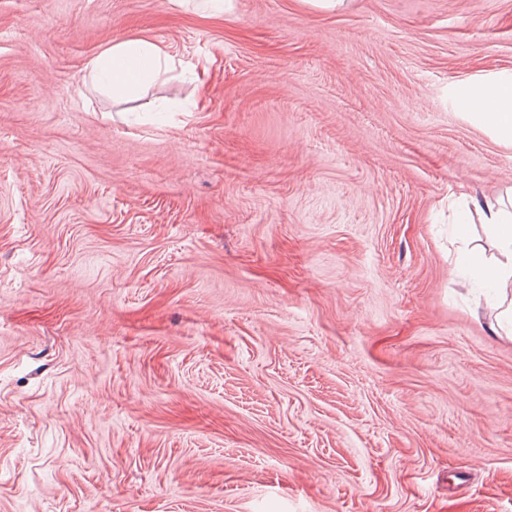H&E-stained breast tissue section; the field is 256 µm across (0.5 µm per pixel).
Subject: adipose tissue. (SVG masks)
Returning a JSON list of instances; mask_svg holds the SVG:
<instances>
[{"label":"adipose tissue","instance_id":"adipose-tissue-1","mask_svg":"<svg viewBox=\"0 0 512 512\" xmlns=\"http://www.w3.org/2000/svg\"><path fill=\"white\" fill-rule=\"evenodd\" d=\"M172 56L158 44L145 39H124L112 43L86 65L92 85L111 90L113 96L135 100L163 72ZM474 113L499 136L512 139V84L475 90L470 98ZM491 236L497 255L486 260L481 251L471 246L469 226L460 223L457 238L461 243L457 263L469 270L478 287L497 300V328L512 335V213L488 205L479 211Z\"/></svg>","mask_w":512,"mask_h":512}]
</instances>
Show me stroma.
<instances>
[{"label": "stroma", "instance_id": "stroma-1", "mask_svg": "<svg viewBox=\"0 0 512 512\" xmlns=\"http://www.w3.org/2000/svg\"><path fill=\"white\" fill-rule=\"evenodd\" d=\"M510 82L512 0H0V512H512ZM171 62V54L152 41L117 40L87 63L86 77L92 85L111 90L114 97L135 100ZM470 107L499 136L512 139V84L475 90ZM482 224L491 236L498 256L492 261L471 246L469 224L463 219L458 224L457 238L461 242L457 263L469 270L471 279L479 288L497 299V333L512 335V213L494 205L476 208Z\"/></svg>", "mask_w": 512, "mask_h": 512}]
</instances>
